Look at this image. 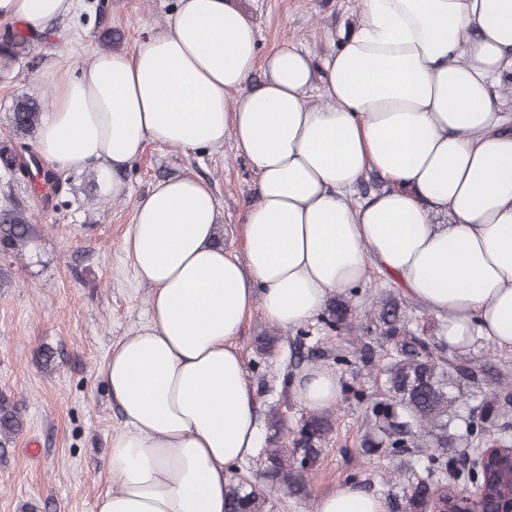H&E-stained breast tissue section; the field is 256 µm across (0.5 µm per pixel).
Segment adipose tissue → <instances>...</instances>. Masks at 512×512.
Wrapping results in <instances>:
<instances>
[{
    "label": "adipose tissue",
    "instance_id": "obj_1",
    "mask_svg": "<svg viewBox=\"0 0 512 512\" xmlns=\"http://www.w3.org/2000/svg\"><path fill=\"white\" fill-rule=\"evenodd\" d=\"M74 0H0V22L41 33ZM257 26L230 0H178L129 52L53 76L37 149L49 164L110 172L146 143L186 151L232 139L257 176L245 253L216 241L206 182H156L122 248L150 289L149 318L101 375L124 417L95 512H224L229 468L257 455V401L236 346L260 307L282 329L317 318L370 268L442 318V338L512 347V0H361L322 59L257 55ZM388 189L362 200L368 174ZM335 405L334 370L295 384ZM317 512H387L346 484Z\"/></svg>",
    "mask_w": 512,
    "mask_h": 512
}]
</instances>
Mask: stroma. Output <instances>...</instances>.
I'll list each match as a JSON object with an SVG mask.
<instances>
[{"label":"stroma","mask_w":512,"mask_h":512,"mask_svg":"<svg viewBox=\"0 0 512 512\" xmlns=\"http://www.w3.org/2000/svg\"><path fill=\"white\" fill-rule=\"evenodd\" d=\"M177 0H105L102 15L79 23L71 14L32 36L27 54L0 67V145L19 148L24 135L10 116L16 99L53 94L49 67L72 73L102 51L104 35L115 50L134 45L166 25ZM258 27L259 55L293 45L320 56L327 37L342 38L356 25L360 0H233ZM193 175L211 185L219 216L217 239L244 250V215L255 198L256 177L232 141L223 150L185 152L147 143L130 168L103 176L96 167L75 170L61 205L45 204L26 179L0 184L24 201L36 235L21 251L0 255V392L23 408L25 428L0 451V512H94L97 496L112 486L106 462L112 436L124 426L104 391L99 369L111 345L147 319L149 289L138 282L122 249L137 202L160 180ZM121 185L113 197V185ZM260 308L246 317L236 344L251 386L260 392V425L278 406L290 368L296 329L280 330L272 355L259 360L255 338L268 330ZM335 430L309 474L305 498L279 492L273 512H316L321 495L365 471L372 488L395 462L361 451L364 408L338 400ZM38 449H31L30 441Z\"/></svg>","instance_id":"obj_1"}]
</instances>
